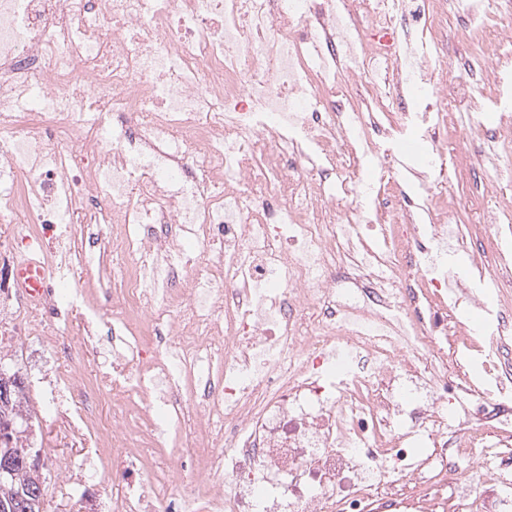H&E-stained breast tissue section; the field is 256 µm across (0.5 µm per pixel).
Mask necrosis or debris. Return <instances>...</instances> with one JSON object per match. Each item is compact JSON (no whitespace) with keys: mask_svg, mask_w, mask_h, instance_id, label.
Segmentation results:
<instances>
[{"mask_svg":"<svg viewBox=\"0 0 512 512\" xmlns=\"http://www.w3.org/2000/svg\"><path fill=\"white\" fill-rule=\"evenodd\" d=\"M456 6L0 0V343L49 344L44 411L124 481L98 512H512V248L492 234L482 287L453 280L446 209L415 205L383 146L454 124L512 155L471 104L504 38L486 0L464 13L487 49L459 75L421 43L425 74L381 77ZM79 224L111 249L76 248ZM33 245L38 300L15 277ZM107 260L119 292L72 287ZM463 302L478 337L448 333ZM102 332L120 347L93 381L81 349Z\"/></svg>","mask_w":512,"mask_h":512,"instance_id":"1","label":"necrosis or debris"}]
</instances>
